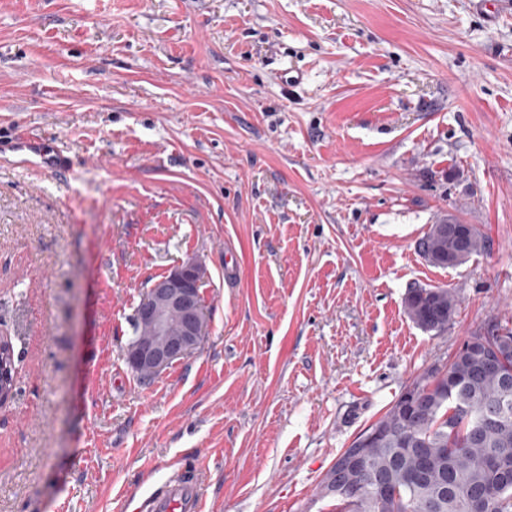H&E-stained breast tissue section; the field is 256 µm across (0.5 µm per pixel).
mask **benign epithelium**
<instances>
[{
    "mask_svg": "<svg viewBox=\"0 0 512 512\" xmlns=\"http://www.w3.org/2000/svg\"><path fill=\"white\" fill-rule=\"evenodd\" d=\"M203 278L202 262L189 258L143 294L137 319L147 326V333L125 351L134 371L157 375L200 346L205 335V311L199 301Z\"/></svg>",
    "mask_w": 512,
    "mask_h": 512,
    "instance_id": "7a95c632",
    "label": "benign epithelium"
}]
</instances>
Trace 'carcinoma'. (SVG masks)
Returning <instances> with one entry per match:
<instances>
[{
	"label": "carcinoma",
	"instance_id": "cac0c4a2",
	"mask_svg": "<svg viewBox=\"0 0 512 512\" xmlns=\"http://www.w3.org/2000/svg\"><path fill=\"white\" fill-rule=\"evenodd\" d=\"M418 249L430 264L454 267L487 249L474 224L453 214L435 218ZM459 297L451 288H412L405 311L419 328L441 334L453 322ZM479 342L445 372L416 378L370 426L378 433L350 475L347 498L316 495L333 512H512V329L475 330ZM15 356L0 344V396L15 390ZM411 399H405L406 394Z\"/></svg>",
	"mask_w": 512,
	"mask_h": 512
}]
</instances>
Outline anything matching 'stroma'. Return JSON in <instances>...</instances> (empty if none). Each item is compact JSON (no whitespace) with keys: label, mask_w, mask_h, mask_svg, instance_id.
<instances>
[{"label":"stroma","mask_w":512,"mask_h":512,"mask_svg":"<svg viewBox=\"0 0 512 512\" xmlns=\"http://www.w3.org/2000/svg\"><path fill=\"white\" fill-rule=\"evenodd\" d=\"M444 213L487 251L425 262ZM190 258L205 339L140 384L131 319ZM506 319L512 0H0V512H142L189 465L204 512H331L344 449ZM459 297L451 288H412L405 297V311L425 332L441 334L453 322ZM2 341L4 342L2 345ZM4 363V368L1 363ZM15 356L14 347L11 341H4L0 337V398L4 395L5 398L9 396L12 398L15 390Z\"/></svg>","instance_id":"1"}]
</instances>
